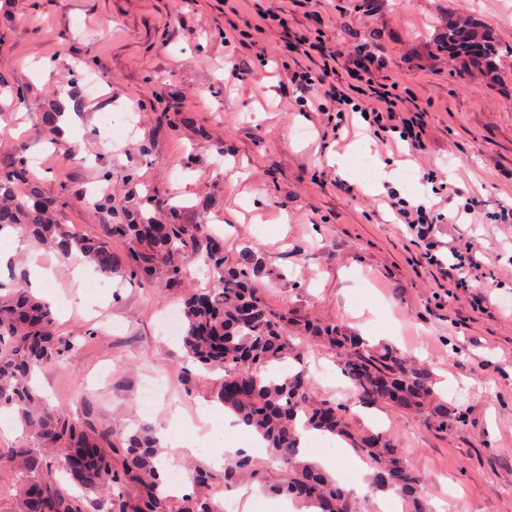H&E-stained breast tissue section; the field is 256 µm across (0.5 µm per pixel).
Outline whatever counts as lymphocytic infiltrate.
<instances>
[{"label": "lymphocytic infiltrate", "mask_w": 512, "mask_h": 512, "mask_svg": "<svg viewBox=\"0 0 512 512\" xmlns=\"http://www.w3.org/2000/svg\"><path fill=\"white\" fill-rule=\"evenodd\" d=\"M287 47L289 52L308 59V66L293 73L292 82L305 99L316 103L318 111L327 113L333 136H341L349 115L357 113L383 140L397 139L412 150H420L423 110L413 99L403 96L396 84L374 85L368 66L360 60L355 70L348 73L346 89H338L335 77L340 52L327 44L322 35L297 36ZM388 205L397 220L406 224L415 243L424 245L426 262L452 279L455 288L468 290L474 272L482 270L483 263L468 244L450 247L449 260L436 255L433 235L437 225L445 223V215L397 197L389 199Z\"/></svg>", "instance_id": "lymphocytic-infiltrate-1"}]
</instances>
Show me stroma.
Returning a JSON list of instances; mask_svg holds the SVG:
<instances>
[{"mask_svg": "<svg viewBox=\"0 0 512 512\" xmlns=\"http://www.w3.org/2000/svg\"><path fill=\"white\" fill-rule=\"evenodd\" d=\"M280 11L290 31L317 29L342 47L337 83L362 46L374 81L399 82L425 109L423 150L381 142L358 116L334 139L325 115L292 92L301 57L261 23ZM459 12L495 32V77L438 50L443 22ZM89 69L105 79L101 93L85 92ZM0 72L10 79L0 87V168L39 156L42 194L72 193L61 213L70 230L98 235L108 193L116 210L151 216L154 201L179 206L185 223L223 234L226 267L245 249L256 253L267 305L293 319L300 358L289 369H304L316 396L346 407L353 440L314 436L304 457L328 460L349 512H379L381 493L392 494L391 512L414 508L358 463V437L381 434L418 476L429 512H512V224L489 218L512 205V0H0ZM47 112L66 114L70 136L48 131ZM362 139L371 158L401 163L398 184L372 190L360 170L344 177L330 166L336 154L357 162ZM394 193L457 216L436 238L444 249L472 242L484 262L473 289L448 296L447 280L389 208ZM473 197L480 209L464 213ZM13 260L1 277L50 268L47 301L61 335L77 343L38 375L51 406L93 410L107 426H152L174 471L242 447L278 478L251 431L212 400L215 375L188 376L179 337L160 327L185 294L212 288L202 258L185 255L177 288L160 278L121 285L89 267L77 279L73 263L32 244ZM307 322L337 324L426 369L449 414L465 422L442 428L425 410L364 403L339 353L301 339ZM155 370L165 371L167 391L145 416L137 393ZM328 443L338 453L326 458ZM216 497L237 512L302 509L250 482Z\"/></svg>", "mask_w": 512, "mask_h": 512, "instance_id": "obj_1", "label": "stroma"}]
</instances>
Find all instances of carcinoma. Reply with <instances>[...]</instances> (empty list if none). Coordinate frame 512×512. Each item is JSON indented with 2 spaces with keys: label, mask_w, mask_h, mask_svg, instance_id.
Listing matches in <instances>:
<instances>
[{
  "label": "carcinoma",
  "mask_w": 512,
  "mask_h": 512,
  "mask_svg": "<svg viewBox=\"0 0 512 512\" xmlns=\"http://www.w3.org/2000/svg\"><path fill=\"white\" fill-rule=\"evenodd\" d=\"M439 46L466 67L487 75L499 69V49L477 21L447 18ZM26 177L22 157L0 170V231L9 228L64 259L81 260L108 278L120 274L130 282L148 281L159 272L168 286L178 287L184 254L203 257L218 287L185 297L186 358L207 372L222 373L213 400L263 437L281 463L282 476L271 483L249 457L239 456L218 472L199 467L193 492L176 498L164 489L154 429L141 426L124 436L102 425L91 411L76 417L48 405L32 384L33 375L68 357L75 344L56 334L51 307L13 273L10 282L0 281V409L17 416L28 443L0 449V471L15 477V512H224L212 486L244 479L319 512H347L344 489L298 459L296 432L302 424L344 436L345 409L331 400L312 399L302 372L279 380L263 376L266 366L298 352L288 336V315L273 312L253 286L260 266L255 255L248 250L236 267L226 269L224 239L203 225L183 223L178 209H169L164 223L155 224L139 210L112 214L109 198L101 204L107 217L103 234L74 233L56 222L68 203V190L45 197ZM303 330L308 341L344 352V374L367 403L417 408L432 396L429 373L408 371L393 353L376 351L336 325L307 323ZM367 454L393 484L409 494L416 491V475L389 441L374 443Z\"/></svg>",
  "instance_id": "obj_1"
}]
</instances>
